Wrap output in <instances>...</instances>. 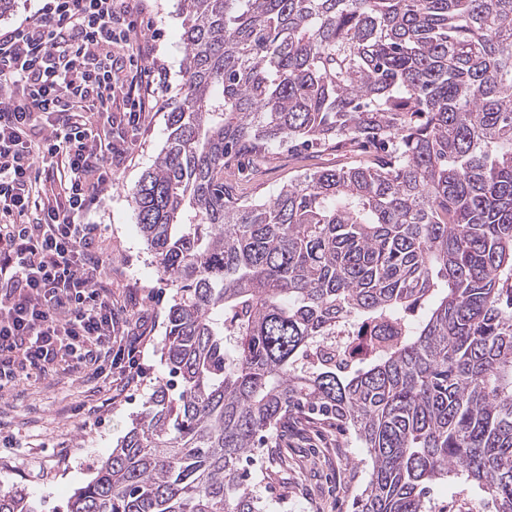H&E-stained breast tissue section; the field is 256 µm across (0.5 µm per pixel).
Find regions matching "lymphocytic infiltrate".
Masks as SVG:
<instances>
[{
	"instance_id": "lymphocytic-infiltrate-1",
	"label": "lymphocytic infiltrate",
	"mask_w": 512,
	"mask_h": 512,
	"mask_svg": "<svg viewBox=\"0 0 512 512\" xmlns=\"http://www.w3.org/2000/svg\"><path fill=\"white\" fill-rule=\"evenodd\" d=\"M133 9L47 0L0 33V391L59 367L100 377L113 351L137 350L87 220L126 158V129L167 89L163 65L130 75L112 53L119 43L137 59L154 53L130 37ZM38 160L59 169L57 186L35 174Z\"/></svg>"
}]
</instances>
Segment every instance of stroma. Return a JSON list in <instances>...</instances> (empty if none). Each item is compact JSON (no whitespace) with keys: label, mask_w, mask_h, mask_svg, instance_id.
I'll return each instance as SVG.
<instances>
[{"label":"stroma","mask_w":512,"mask_h":512,"mask_svg":"<svg viewBox=\"0 0 512 512\" xmlns=\"http://www.w3.org/2000/svg\"><path fill=\"white\" fill-rule=\"evenodd\" d=\"M141 2L142 12L132 19L166 66L168 90L128 130L127 157L113 168L112 182L90 216L106 257L103 276L112 284L113 298L128 309L133 335L141 339L139 378L126 384L114 373L86 380L58 371L32 376L0 397V491H22L37 512H65L74 490L95 477L130 429L132 415L170 377L160 343L174 290L156 269L130 192L168 137L167 114L181 92L183 28L178 0ZM377 155L374 147L350 140L304 154L284 146L260 154L247 149L232 160L226 182L235 197L266 200L306 169L369 164ZM365 456L343 429L299 419L278 431L275 447L256 456L250 470L264 477L260 491L268 512H354L368 477L360 464ZM428 506L430 512H495L489 495L461 476L434 483Z\"/></svg>","instance_id":"35a3bbf8"}]
</instances>
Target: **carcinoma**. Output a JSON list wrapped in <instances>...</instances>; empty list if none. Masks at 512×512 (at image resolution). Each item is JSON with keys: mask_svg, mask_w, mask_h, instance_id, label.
I'll return each instance as SVG.
<instances>
[{"mask_svg": "<svg viewBox=\"0 0 512 512\" xmlns=\"http://www.w3.org/2000/svg\"><path fill=\"white\" fill-rule=\"evenodd\" d=\"M179 2L183 95L131 190L176 388L67 512H260L244 462L293 418L367 449L355 512L452 475L512 512V0ZM349 138L387 150L224 188L242 145Z\"/></svg>", "mask_w": 512, "mask_h": 512, "instance_id": "carcinoma-1", "label": "carcinoma"}]
</instances>
